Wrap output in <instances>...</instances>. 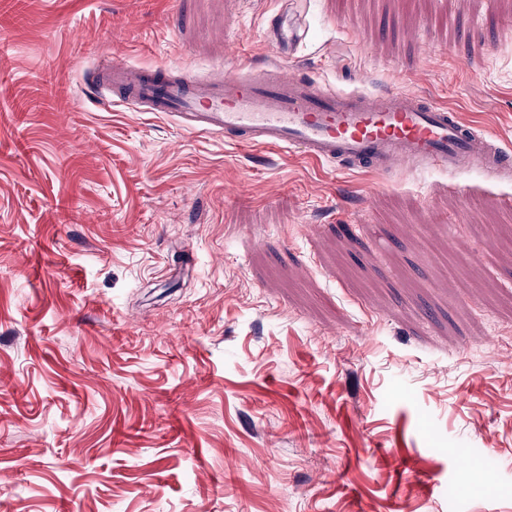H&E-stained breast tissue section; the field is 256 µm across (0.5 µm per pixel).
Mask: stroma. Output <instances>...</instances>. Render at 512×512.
<instances>
[{
	"instance_id": "stroma-1",
	"label": "stroma",
	"mask_w": 512,
	"mask_h": 512,
	"mask_svg": "<svg viewBox=\"0 0 512 512\" xmlns=\"http://www.w3.org/2000/svg\"><path fill=\"white\" fill-rule=\"evenodd\" d=\"M282 10L287 67L512 140V0H0V512H512V175L90 89L114 55L264 65Z\"/></svg>"
}]
</instances>
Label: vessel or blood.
I'll use <instances>...</instances> for the list:
<instances>
[{"label": "vessel or blood", "instance_id": "1", "mask_svg": "<svg viewBox=\"0 0 512 512\" xmlns=\"http://www.w3.org/2000/svg\"><path fill=\"white\" fill-rule=\"evenodd\" d=\"M278 62L246 58L198 78L179 66L152 67L114 57L99 64L94 89L119 105L177 119L199 135L247 148L262 145L328 165L387 173L421 163L439 171H512V147L453 109L420 94L329 89L281 68L288 55L283 18L272 23Z\"/></svg>", "mask_w": 512, "mask_h": 512}]
</instances>
